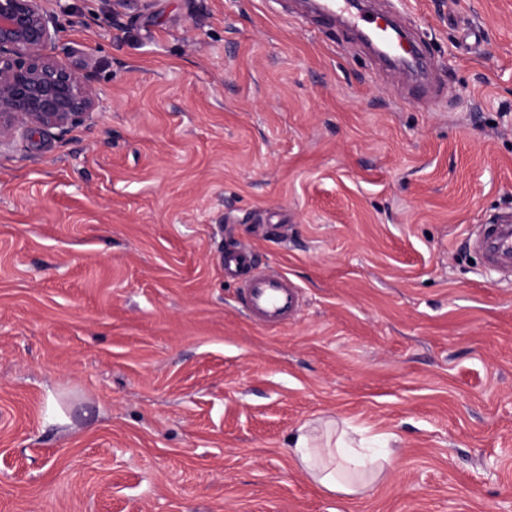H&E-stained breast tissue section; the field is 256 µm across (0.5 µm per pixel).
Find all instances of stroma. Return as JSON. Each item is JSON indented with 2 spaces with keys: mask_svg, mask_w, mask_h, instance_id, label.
I'll list each match as a JSON object with an SVG mask.
<instances>
[{
  "mask_svg": "<svg viewBox=\"0 0 512 512\" xmlns=\"http://www.w3.org/2000/svg\"><path fill=\"white\" fill-rule=\"evenodd\" d=\"M431 90L301 0H44L103 107L0 151V512H512V0H372ZM301 305L256 325L226 247ZM387 434L347 496L301 426ZM485 230L473 242L474 249L484 261L495 267L512 265V215L505 213L488 221ZM253 261L252 252L245 247L224 250L222 263L224 265V278H233L244 267ZM344 421L329 419L325 446L314 444L313 430L302 427L292 439L293 459L310 479L319 487L329 492H342L348 495L361 494L384 471L385 464H390L388 457H383V463L375 465L367 461L349 445L347 429ZM334 435L335 442L332 444ZM375 465V466H374ZM369 472L368 480H362L361 475Z\"/></svg>",
  "mask_w": 512,
  "mask_h": 512,
  "instance_id": "1",
  "label": "stroma"
}]
</instances>
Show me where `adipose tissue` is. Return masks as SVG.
<instances>
[{
	"instance_id": "adipose-tissue-1",
	"label": "adipose tissue",
	"mask_w": 512,
	"mask_h": 512,
	"mask_svg": "<svg viewBox=\"0 0 512 512\" xmlns=\"http://www.w3.org/2000/svg\"><path fill=\"white\" fill-rule=\"evenodd\" d=\"M326 435L331 442L324 446L316 445L312 430L305 427L292 439L293 459L314 483L329 492L352 495L363 493L370 480L379 479L383 465L354 451L340 422L327 420Z\"/></svg>"
}]
</instances>
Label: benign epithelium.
Returning a JSON list of instances; mask_svg holds the SVG:
<instances>
[{
  "instance_id": "benign-epithelium-1",
  "label": "benign epithelium",
  "mask_w": 512,
  "mask_h": 512,
  "mask_svg": "<svg viewBox=\"0 0 512 512\" xmlns=\"http://www.w3.org/2000/svg\"><path fill=\"white\" fill-rule=\"evenodd\" d=\"M44 0H0V147L90 121L101 101L91 74L46 53L56 39Z\"/></svg>"
}]
</instances>
